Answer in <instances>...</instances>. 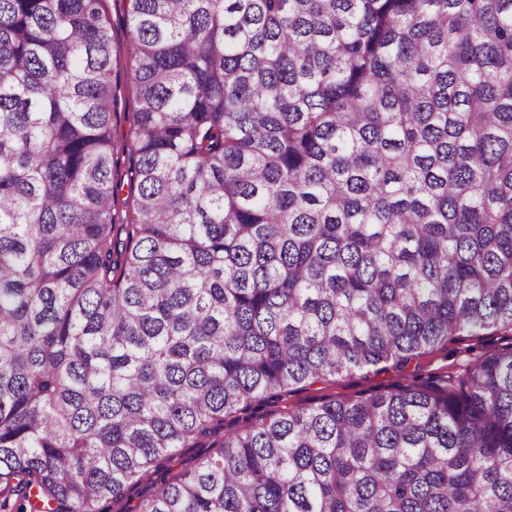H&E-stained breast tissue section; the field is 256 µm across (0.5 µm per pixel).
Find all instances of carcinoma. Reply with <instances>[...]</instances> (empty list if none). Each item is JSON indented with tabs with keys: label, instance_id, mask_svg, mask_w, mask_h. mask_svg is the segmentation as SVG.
<instances>
[{
	"label": "carcinoma",
	"instance_id": "carcinoma-1",
	"mask_svg": "<svg viewBox=\"0 0 512 512\" xmlns=\"http://www.w3.org/2000/svg\"><path fill=\"white\" fill-rule=\"evenodd\" d=\"M0 0V512H512V0ZM128 161L127 216L112 171ZM108 9L112 21L113 57L112 80L117 83V102L113 116L114 139L122 141L129 130V116L135 109V98L126 88L127 56L125 46L128 41L124 20L123 0H108ZM512 343L511 333L489 332L472 335L463 333L445 346L437 347L419 355L410 364L400 369L387 363L385 370L376 372L353 371L328 382L320 381L302 385L296 391L288 393L278 401H269L262 405L263 411L307 408L322 398L352 399L360 395L380 393L398 383L416 385H439L448 372L459 365L466 364L478 356L492 353L499 347ZM212 453L210 448H182L168 464L170 471L175 473L186 466L193 467Z\"/></svg>",
	"mask_w": 512,
	"mask_h": 512
}]
</instances>
